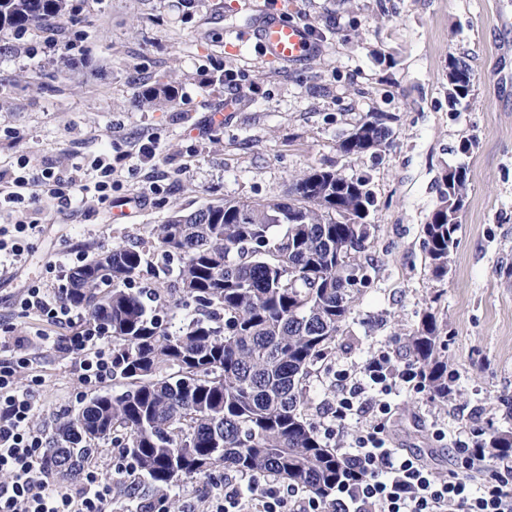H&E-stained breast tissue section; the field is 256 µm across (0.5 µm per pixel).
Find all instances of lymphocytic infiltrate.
<instances>
[{
  "mask_svg": "<svg viewBox=\"0 0 512 512\" xmlns=\"http://www.w3.org/2000/svg\"><path fill=\"white\" fill-rule=\"evenodd\" d=\"M74 184L49 168L19 175L0 188V205L35 200L44 192L66 201ZM40 231V224L25 220L15 224L13 234L0 230V275L21 262L30 238ZM17 305L45 327L33 337L0 338V472L8 476L0 483V512H109L115 485L97 470H82L72 487L63 490L45 467L48 441L34 420V390L19 386L18 375L32 368V349L47 347L71 356L81 382L95 387L112 376V344L45 282L30 283ZM419 376L410 364L391 376L384 351L370 357L362 370L335 372L336 400L324 411L320 435L334 440L351 415L388 416V397L398 383ZM453 452L456 468L443 478L417 456L392 448L376 427L357 436L353 447L338 449L344 472L330 499L278 485L267 475H245L211 495L206 512H512V465L485 473L484 449L458 443Z\"/></svg>",
  "mask_w": 512,
  "mask_h": 512,
  "instance_id": "1",
  "label": "lymphocytic infiltrate"
}]
</instances>
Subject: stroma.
<instances>
[{
	"label": "stroma",
	"mask_w": 512,
	"mask_h": 512,
	"mask_svg": "<svg viewBox=\"0 0 512 512\" xmlns=\"http://www.w3.org/2000/svg\"><path fill=\"white\" fill-rule=\"evenodd\" d=\"M250 0H71L54 26L0 32V171L52 168L88 185L82 200L25 203L42 233L12 276L0 278V328L40 329L15 307L17 294L45 277V264L93 256L118 244L162 263L153 229L172 212L223 199L284 197L310 166L366 175L377 199L365 256L374 283L352 305L332 355L305 381L304 412L320 423L336 370L387 350L394 370L425 312L443 326L447 400L401 388L383 434L447 474L451 440L473 442L511 429L500 397L512 395V0H292L288 15L320 47L284 67L258 45L226 51L252 22ZM465 61L472 91L448 103V63ZM240 72L239 91L224 72ZM174 87L164 109L136 106L140 92ZM371 112L393 116L386 148L361 157L337 145ZM154 137L162 161L140 165L141 139ZM469 138V153L458 150ZM113 144L122 177L105 205L92 191L91 162ZM464 163L470 187L447 278L427 268L422 227L440 203L448 167ZM35 422L57 419L93 394L70 359L38 352ZM445 438H438L436 429Z\"/></svg>",
	"instance_id": "35a3bbf8"
}]
</instances>
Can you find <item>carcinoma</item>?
<instances>
[{
  "instance_id": "carcinoma-1",
  "label": "carcinoma",
  "mask_w": 512,
  "mask_h": 512,
  "mask_svg": "<svg viewBox=\"0 0 512 512\" xmlns=\"http://www.w3.org/2000/svg\"><path fill=\"white\" fill-rule=\"evenodd\" d=\"M69 0H0V30L22 32L64 16ZM470 68L448 64V102L466 98ZM167 86L138 103L163 108ZM393 116L370 112L338 143L362 156L387 145ZM470 183L464 165L443 176L440 204L423 225L428 271L448 275ZM376 197L365 176L313 167L284 198L225 199L174 211L152 232L177 265L169 298L148 307L134 288L146 263L137 245H115L71 271L64 299L112 341L119 394L97 393L56 421L46 463L66 483L94 463L100 444L124 449L155 495L217 468L272 474L324 497L343 475L303 411L304 382L342 335L352 303L372 284L369 217ZM195 316L174 328L176 310ZM442 325L426 313L405 338L432 396L448 399ZM491 456L512 455V430L481 434Z\"/></svg>"
}]
</instances>
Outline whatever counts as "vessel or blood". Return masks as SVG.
Listing matches in <instances>:
<instances>
[{"instance_id": "b4317fda", "label": "vessel or blood", "mask_w": 512, "mask_h": 512, "mask_svg": "<svg viewBox=\"0 0 512 512\" xmlns=\"http://www.w3.org/2000/svg\"><path fill=\"white\" fill-rule=\"evenodd\" d=\"M253 37L265 58L285 66L301 62L318 49L308 28L288 21L283 13L267 9L262 0H253Z\"/></svg>"}]
</instances>
